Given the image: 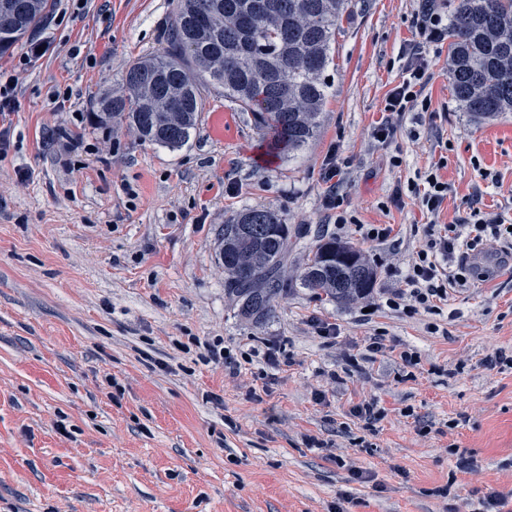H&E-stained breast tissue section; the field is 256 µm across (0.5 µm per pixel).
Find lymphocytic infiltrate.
<instances>
[{"mask_svg": "<svg viewBox=\"0 0 512 512\" xmlns=\"http://www.w3.org/2000/svg\"><path fill=\"white\" fill-rule=\"evenodd\" d=\"M447 34V18L434 6H425L402 79L386 95L381 117L372 130L377 143L383 145L394 139L402 131L409 112L416 109L424 114L429 112L431 101L424 93L429 61L424 56V48L443 41ZM324 181L327 185L324 207L334 213L337 229H344L347 218L341 208L346 173L337 154H330L325 164ZM407 190L421 212L435 215L447 199L450 186L442 179L439 166L434 165L420 174L418 180L409 182ZM491 240L497 242L502 253L512 257V219L505 213L477 206L473 201L468 204L466 216L457 223L424 225L422 244L402 277L405 287L388 297V305H404L413 313L437 312L440 303L447 301L449 290L471 285L478 275L471 257Z\"/></svg>", "mask_w": 512, "mask_h": 512, "instance_id": "obj_1", "label": "lymphocytic infiltrate"}]
</instances>
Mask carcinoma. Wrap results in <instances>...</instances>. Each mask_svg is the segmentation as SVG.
<instances>
[{
	"label": "carcinoma",
	"instance_id": "cac0c4a2",
	"mask_svg": "<svg viewBox=\"0 0 512 512\" xmlns=\"http://www.w3.org/2000/svg\"><path fill=\"white\" fill-rule=\"evenodd\" d=\"M448 74L456 101L477 121L512 113V0H454ZM0 10V53L44 18L48 0H12ZM349 0H176L165 46L133 63L125 91L103 93L94 124L128 121L139 137L170 149L185 145L202 111L201 88L224 89L254 117L273 155L313 140L326 102L323 73ZM288 225L265 209H244L220 237L224 292L241 316L269 318L288 294L283 267ZM301 284L340 305L369 294L374 272L363 255L334 238L308 250Z\"/></svg>",
	"mask_w": 512,
	"mask_h": 512
}]
</instances>
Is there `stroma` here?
Masks as SVG:
<instances>
[{
  "mask_svg": "<svg viewBox=\"0 0 512 512\" xmlns=\"http://www.w3.org/2000/svg\"><path fill=\"white\" fill-rule=\"evenodd\" d=\"M175 3L52 0L32 31L47 53L26 62L25 43L0 56V82L16 86L0 112V512H484L492 491L512 512V263L487 246L492 276L437 313L387 303L415 225L454 223L477 196L512 215V115L478 122L459 108L443 41L426 48L436 119L409 115L375 143L423 0H352L320 129L291 156L266 158L251 113L212 87L182 148L95 126L99 94L121 92L129 66L163 45ZM336 149L346 217L396 231L345 236L375 274L350 305L298 281L328 222L322 169ZM442 158L452 190L436 218L392 203ZM245 208L278 211L291 236L290 291L259 324L225 294L219 259L224 224ZM365 399L379 420L353 416Z\"/></svg>",
  "mask_w": 512,
  "mask_h": 512,
  "instance_id": "obj_1",
  "label": "stroma"
}]
</instances>
